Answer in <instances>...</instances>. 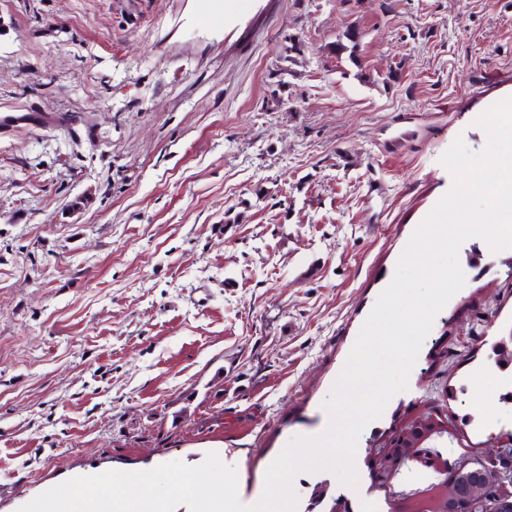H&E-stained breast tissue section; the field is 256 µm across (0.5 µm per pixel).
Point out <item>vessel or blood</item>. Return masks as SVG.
<instances>
[{
    "mask_svg": "<svg viewBox=\"0 0 512 512\" xmlns=\"http://www.w3.org/2000/svg\"><path fill=\"white\" fill-rule=\"evenodd\" d=\"M247 18L242 0H191L177 26L197 36L228 39Z\"/></svg>",
    "mask_w": 512,
    "mask_h": 512,
    "instance_id": "b4317fda",
    "label": "vessel or blood"
}]
</instances>
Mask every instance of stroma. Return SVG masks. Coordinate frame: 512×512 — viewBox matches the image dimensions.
<instances>
[{
	"mask_svg": "<svg viewBox=\"0 0 512 512\" xmlns=\"http://www.w3.org/2000/svg\"><path fill=\"white\" fill-rule=\"evenodd\" d=\"M184 0H0V512L79 476L207 453L243 503L330 395L455 139L512 96V0H276L260 33L182 38ZM466 276L361 432L357 486L298 472L295 512H431L441 470L512 431L493 348L512 249ZM437 412L430 463L377 448ZM327 485L321 500L312 493Z\"/></svg>",
	"mask_w": 512,
	"mask_h": 512,
	"instance_id": "obj_1",
	"label": "stroma"
}]
</instances>
